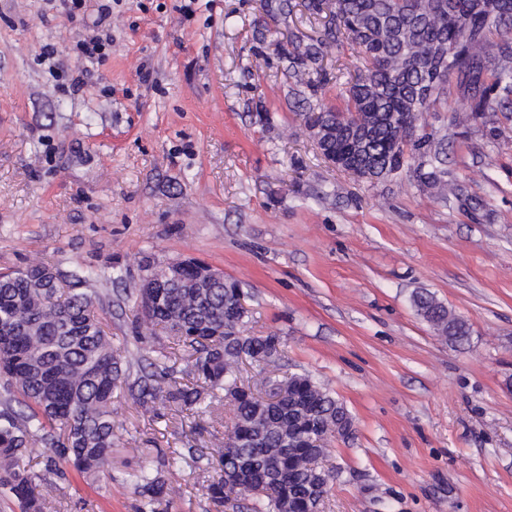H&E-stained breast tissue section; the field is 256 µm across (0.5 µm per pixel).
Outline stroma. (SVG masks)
Wrapping results in <instances>:
<instances>
[{
  "label": "stroma",
  "instance_id": "obj_1",
  "mask_svg": "<svg viewBox=\"0 0 512 512\" xmlns=\"http://www.w3.org/2000/svg\"><path fill=\"white\" fill-rule=\"evenodd\" d=\"M102 0L69 19L62 0H0V272L40 261L63 272L122 271L109 333L130 352L156 347L135 329L144 265L196 259L246 296L275 362L242 365L245 385L308 373L344 402L349 440L329 445L335 472L322 512H512V112L467 126L458 84L423 115L445 148L455 191L437 201L412 153L366 180L332 168L304 105L342 104L359 67L350 47L311 92L287 77L274 44L323 28L301 11L263 17L259 0H112V51L82 66ZM265 26L264 41L253 33ZM55 49L42 55L44 46ZM152 72L142 81L139 65ZM85 72L82 92L66 83ZM270 115L259 122L258 113ZM428 292L464 318V344L437 335L413 297ZM112 476L47 473L50 512H137L127 472L226 438L233 406L144 413L115 398ZM206 468L166 472L170 512H215Z\"/></svg>",
  "mask_w": 512,
  "mask_h": 512
}]
</instances>
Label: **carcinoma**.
<instances>
[{
    "instance_id": "obj_1",
    "label": "carcinoma",
    "mask_w": 512,
    "mask_h": 512,
    "mask_svg": "<svg viewBox=\"0 0 512 512\" xmlns=\"http://www.w3.org/2000/svg\"><path fill=\"white\" fill-rule=\"evenodd\" d=\"M496 0L480 5L482 30L466 36L467 22L448 29L441 17L442 0H337L336 12L324 20V0H303L305 12L324 21V37L306 42L298 36L277 44L284 74L317 91L321 70H310L346 35L364 61L349 88L345 107L309 109L307 127H332L336 141L353 152L351 166L377 173L391 170L393 143L406 129L393 117L412 112L418 121L447 95L449 81L435 87L424 111L415 99L425 80L424 67L446 40H465L467 57L455 74L468 91L478 94L471 110L453 120L464 125L489 104L483 87L492 70L491 87L512 93V22L499 19ZM496 33L504 48L490 53L488 35ZM316 77H311V74ZM439 152L429 156L431 171L419 174L448 196V181L437 175ZM189 261L181 281L162 289L154 306L140 309L141 324L161 327L170 345L149 354L121 357L105 330L109 311L78 285L110 284L122 279L112 269L90 268L65 275L42 263L0 273V494L16 500L21 512H47L57 487L45 482L41 468L65 473L71 467L89 479L112 477L114 393L128 387L142 410L161 399L182 410L204 414L221 401L222 390L234 405V424L226 441L206 453L189 449L172 459L179 469L209 455L218 459L219 474L206 486L208 499L220 509L230 494L260 491L247 512H312L323 502L332 471L319 466L333 438L353 435L349 410L309 374H292L275 381L284 392L277 402L256 397L241 383L239 365L267 364L279 356L275 335L255 336L248 329L249 311L238 307L241 290L224 281V274L206 287L197 281ZM417 312L441 336L454 343L468 339L467 322L451 313L432 294L413 298ZM191 362L192 381L176 380L178 356ZM140 375L130 379L132 367ZM140 497L139 512H162L172 502L173 488L151 467L127 474Z\"/></svg>"
}]
</instances>
